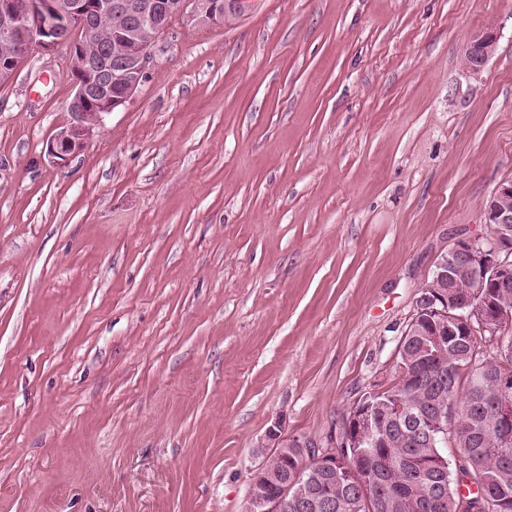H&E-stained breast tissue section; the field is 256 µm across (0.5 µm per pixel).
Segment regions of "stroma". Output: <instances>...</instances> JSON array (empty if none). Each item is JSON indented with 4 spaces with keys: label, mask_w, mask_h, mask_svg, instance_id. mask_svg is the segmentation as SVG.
Instances as JSON below:
<instances>
[{
    "label": "stroma",
    "mask_w": 512,
    "mask_h": 512,
    "mask_svg": "<svg viewBox=\"0 0 512 512\" xmlns=\"http://www.w3.org/2000/svg\"><path fill=\"white\" fill-rule=\"evenodd\" d=\"M151 55L63 165L65 53L0 86V512H243L512 177V0H250ZM494 43L493 37L489 35L476 38L472 41L465 54L466 60H468L467 53L470 54L469 62L466 64L470 71L473 73L481 71L494 50Z\"/></svg>",
    "instance_id": "obj_1"
}]
</instances>
